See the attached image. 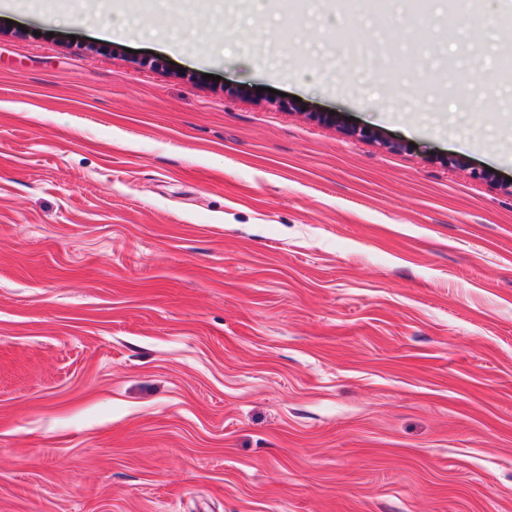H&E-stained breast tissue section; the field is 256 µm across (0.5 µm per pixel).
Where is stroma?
I'll return each instance as SVG.
<instances>
[{
	"mask_svg": "<svg viewBox=\"0 0 512 512\" xmlns=\"http://www.w3.org/2000/svg\"><path fill=\"white\" fill-rule=\"evenodd\" d=\"M507 178L501 0L0 11V512H512Z\"/></svg>",
	"mask_w": 512,
	"mask_h": 512,
	"instance_id": "1",
	"label": "stroma"
}]
</instances>
